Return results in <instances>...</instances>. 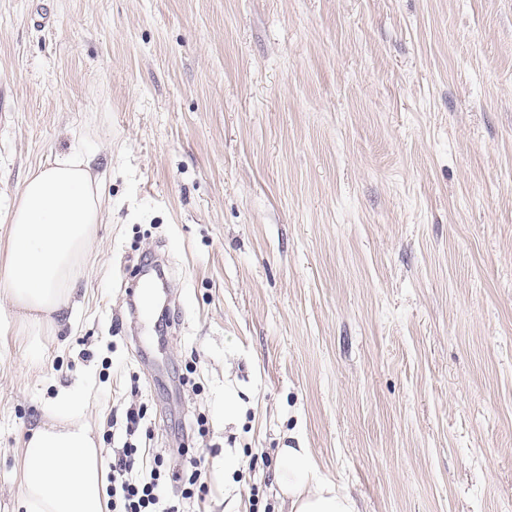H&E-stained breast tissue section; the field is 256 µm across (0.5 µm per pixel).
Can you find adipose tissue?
Returning <instances> with one entry per match:
<instances>
[{"instance_id":"obj_1","label":"adipose tissue","mask_w":512,"mask_h":512,"mask_svg":"<svg viewBox=\"0 0 512 512\" xmlns=\"http://www.w3.org/2000/svg\"><path fill=\"white\" fill-rule=\"evenodd\" d=\"M104 216L99 181L78 154L25 178L7 217L0 293L33 335L55 330ZM81 407L78 393L60 394L24 438L18 512H106V462ZM276 483L288 512H358L346 488L317 474L310 449H278Z\"/></svg>"}]
</instances>
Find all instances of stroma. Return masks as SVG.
<instances>
[{"mask_svg": "<svg viewBox=\"0 0 512 512\" xmlns=\"http://www.w3.org/2000/svg\"><path fill=\"white\" fill-rule=\"evenodd\" d=\"M74 148L106 218L38 357L0 296V512L70 389L105 455L135 406L205 456L185 512H288L285 447L359 512H512V0H0L1 259Z\"/></svg>", "mask_w": 512, "mask_h": 512, "instance_id": "35a3bbf8", "label": "stroma"}]
</instances>
